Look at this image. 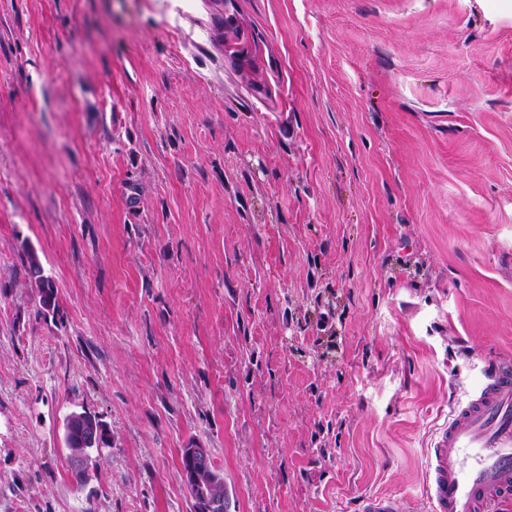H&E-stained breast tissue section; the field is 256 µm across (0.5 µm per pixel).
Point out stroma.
<instances>
[{"mask_svg":"<svg viewBox=\"0 0 512 512\" xmlns=\"http://www.w3.org/2000/svg\"><path fill=\"white\" fill-rule=\"evenodd\" d=\"M492 360L512 0H0V512H426ZM28 275L34 280L40 291V303L44 309H55V289L53 282L43 274V268L35 256L28 258ZM74 414L75 415L81 414V415L87 416L89 418H92V419L96 418L99 420L96 422V425H95L96 430L94 433L95 438L97 440V445H96V447H94V445L96 443L94 440H92L91 447L101 448L102 446H105L108 444L109 437H110L109 430H108L107 426L97 416L92 415L91 413H89L87 411L86 412H72L65 418L64 423L68 424L69 421L73 418L72 415H74ZM88 424L89 423H87L83 420H80V419H75L68 424L67 432L65 433V445L68 448V450L70 451V454H71L73 448H79L80 446H83L84 444H86V442L88 441L89 435L93 434V431L89 428ZM188 456L193 462L205 463L202 466L199 465V473L192 472L191 478L193 482L194 492L197 495V499L203 504L202 512H213V510H221L220 507L224 505V498H217L213 494L212 484L209 482L203 472L209 477L223 480V474L215 467L211 456L210 450L207 448H190L187 452ZM204 469V471H203ZM360 512H403L398 498L393 496H367L360 501Z\"/></svg>","mask_w":512,"mask_h":512,"instance_id":"obj_1","label":"stroma"}]
</instances>
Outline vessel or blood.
<instances>
[{
    "mask_svg": "<svg viewBox=\"0 0 512 512\" xmlns=\"http://www.w3.org/2000/svg\"><path fill=\"white\" fill-rule=\"evenodd\" d=\"M512 498V365H487L469 400L453 409L429 453V512H492ZM359 512H402L393 496H367Z\"/></svg>",
    "mask_w": 512,
    "mask_h": 512,
    "instance_id": "1",
    "label": "vessel or blood"
}]
</instances>
